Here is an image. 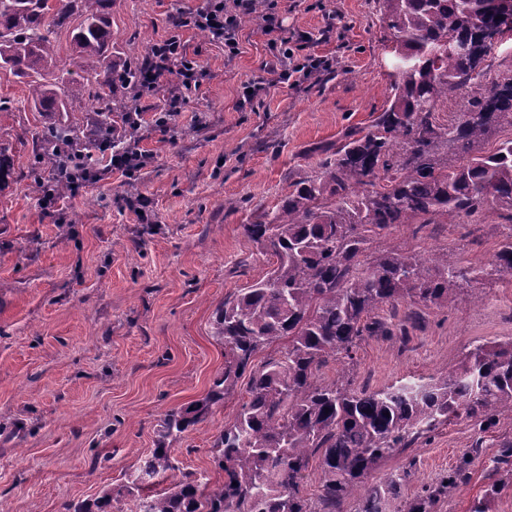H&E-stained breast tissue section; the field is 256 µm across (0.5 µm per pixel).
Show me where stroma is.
<instances>
[{"instance_id":"35a3bbf8","label":"stroma","mask_w":512,"mask_h":512,"mask_svg":"<svg viewBox=\"0 0 512 512\" xmlns=\"http://www.w3.org/2000/svg\"><path fill=\"white\" fill-rule=\"evenodd\" d=\"M289 31L310 36L308 50L331 69L293 89L265 63L273 55L260 18L239 25V51L195 30L184 34L189 57L208 73L182 104L167 135L148 131L152 152L135 180L108 173L43 214L25 181L0 187V512H63L119 490L125 474L154 447L164 413L202 399L224 367L212 336L216 307L260 279L273 259L243 232L278 208L294 185L316 171L323 151L353 128H369L391 100L394 58L377 0H274ZM203 0H113L112 66L145 55L165 39L177 11ZM263 82L253 109L243 90ZM21 79L0 73V142L15 169L27 170L33 137L55 116L27 102ZM149 199L142 223L127 197ZM512 214L488 206L453 224L413 222L374 238L370 252L396 249L477 264L484 274L459 283L445 308L386 303L374 317L386 336L366 338L353 363L321 375L349 373L354 387L381 388L453 367L476 345L512 339V275L493 263ZM244 388L172 444L175 465L224 479L211 452L236 414ZM512 417L479 430L454 420L382 461L365 480L412 475L385 512H399L462 460L469 478L436 512H470L489 484L491 459Z\"/></svg>"}]
</instances>
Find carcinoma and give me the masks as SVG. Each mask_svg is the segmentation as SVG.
I'll list each match as a JSON object with an SVG mask.
<instances>
[{
	"label": "carcinoma",
	"instance_id": "1",
	"mask_svg": "<svg viewBox=\"0 0 512 512\" xmlns=\"http://www.w3.org/2000/svg\"><path fill=\"white\" fill-rule=\"evenodd\" d=\"M396 58L393 101L363 132L345 142L295 185L266 220L243 225L244 234L275 258L259 280L216 308L213 336L224 344V370L192 409L171 410L160 420L155 448L127 478L121 494L133 512H308L301 495L309 461L324 472L323 512H340L343 500L364 490L359 512H383L411 475L404 469L382 486L364 487L385 458L453 419L487 429L512 414V340L478 345L451 369L376 390L357 389L342 376L324 380L331 361L352 360L362 341L384 331L371 314L381 305L415 300L447 306L461 280L482 268L448 261V255L385 251L367 253L370 241L394 224L417 218L446 224L487 205L512 212V139L480 151L496 129L512 126V74L492 75L493 43L481 32L512 34V0H381ZM112 0H0V70L25 80L39 112H66L76 100L104 104L100 133L111 115L132 106L139 58L112 73L107 90L98 69L109 66ZM72 28L77 60L57 65L55 36ZM468 44L467 55L448 52V38ZM83 73L73 78V69ZM465 98L458 120L433 121L452 96ZM36 142L28 177L31 192L71 193L60 159L96 147L87 129L58 121ZM498 271H512V232L495 256ZM283 339L275 355L258 353ZM248 376L246 399L212 445L224 483L210 493L193 472H181L171 444L203 421ZM171 473L163 493L147 489ZM497 479L470 512H489L503 487L512 485V440L498 444ZM467 478L462 464L422 490L403 512H434L436 504ZM112 493L94 503H70L64 512H112Z\"/></svg>",
	"mask_w": 512,
	"mask_h": 512
}]
</instances>
